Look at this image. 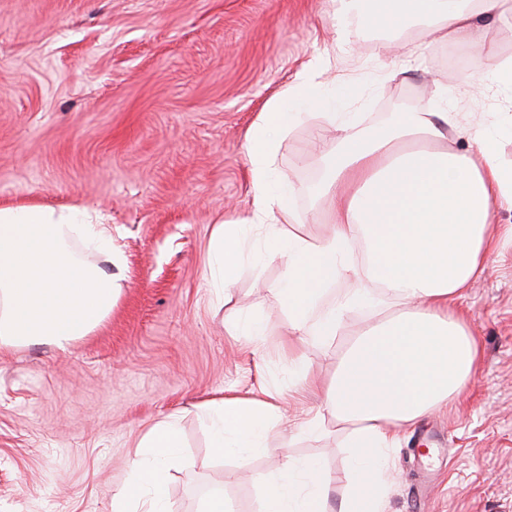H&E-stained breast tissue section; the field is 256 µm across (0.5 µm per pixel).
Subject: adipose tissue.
I'll list each match as a JSON object with an SVG mask.
<instances>
[{"mask_svg": "<svg viewBox=\"0 0 512 512\" xmlns=\"http://www.w3.org/2000/svg\"><path fill=\"white\" fill-rule=\"evenodd\" d=\"M337 14L376 26L401 16L427 24L443 41L466 43L478 65L463 87L491 84L507 95L502 112L477 114L461 104L433 103L410 113L399 131L343 126L335 155L324 160L318 195L333 199L329 236L295 233L287 199L293 187L275 167L278 144L307 108L327 101L318 85L324 66L310 64L300 86L285 88L260 113L247 138L253 193L251 212L214 234L212 269L230 287L246 258L287 259L279 288L290 329L331 341L348 316L384 312L343 353L333 381L318 388L305 357L291 360L298 396L324 393V408L304 419L299 433H322L326 417L350 427L346 490L336 512H387L393 489L390 459L402 431L436 407L454 403L479 363L478 342L457 303L483 276L491 255L512 246V224L496 225L494 211L512 213V164L497 156L498 135L512 128V59H499L492 34L512 18V0H338ZM452 129L460 151L411 146ZM363 239L367 269L350 248ZM111 256L112 231L75 207L0 208V349L37 341L66 349L99 328L120 291L112 270L83 260L74 242ZM366 285L309 322L323 290L344 276ZM210 446L219 456L270 454L278 408L261 398L228 397L204 407ZM182 457L171 420L155 423L136 445L127 481L112 496V512H171L168 477ZM330 476L314 458L287 457L262 485V512H329Z\"/></svg>", "mask_w": 512, "mask_h": 512, "instance_id": "adipose-tissue-1", "label": "adipose tissue"}]
</instances>
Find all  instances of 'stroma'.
I'll use <instances>...</instances> for the list:
<instances>
[{"label": "stroma", "instance_id": "stroma-1", "mask_svg": "<svg viewBox=\"0 0 512 512\" xmlns=\"http://www.w3.org/2000/svg\"><path fill=\"white\" fill-rule=\"evenodd\" d=\"M333 11V0H0V206L107 216L121 290L105 324L68 351H0V512H112L135 444L170 415L185 454L170 478L174 512L217 491L231 512H259L287 453L322 459L332 498L343 492L346 432L330 418L323 435L296 434L322 402L289 392L288 366L304 354L331 382L375 317L350 316L330 343L289 336L276 293L285 258L247 260L220 290L214 231L250 210L247 134L310 62L327 67L336 114L373 128L423 111L437 88L456 95L462 73L448 59L468 49L418 22L374 28ZM412 44L423 51L409 59ZM339 137L311 119L279 143L293 229L311 240L331 230L315 190ZM490 264L460 304L478 372L404 433L390 512H512V249ZM233 315L261 318L263 340L232 335ZM265 392L285 416L270 437L277 455L216 456L200 404Z\"/></svg>", "mask_w": 512, "mask_h": 512}]
</instances>
